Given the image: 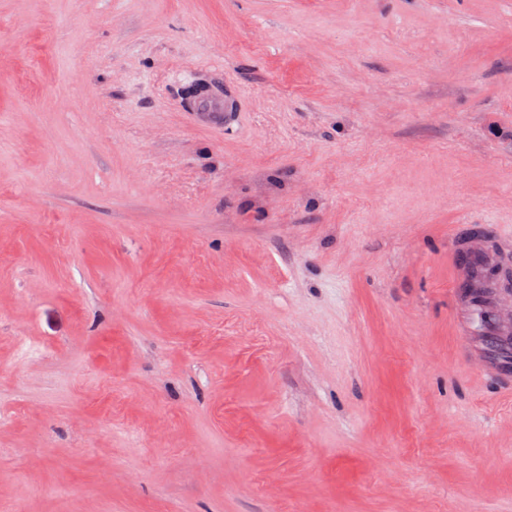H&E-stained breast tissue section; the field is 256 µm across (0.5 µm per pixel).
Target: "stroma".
I'll list each match as a JSON object with an SVG mask.
<instances>
[{"mask_svg": "<svg viewBox=\"0 0 512 512\" xmlns=\"http://www.w3.org/2000/svg\"><path fill=\"white\" fill-rule=\"evenodd\" d=\"M498 224L512 0H0V512H512ZM479 248L476 241L464 238L459 244L458 251L452 253V264H454L457 270H465L471 262L480 257ZM469 317L467 321H461L457 324V335L460 338L461 354L465 358H471L477 356L478 358H485V351L471 345L468 340V336H478V328H481L484 332V336H509L506 333L501 332L498 327L496 320L492 317L491 312L489 313L490 320L481 321L474 312L468 309Z\"/></svg>", "mask_w": 512, "mask_h": 512, "instance_id": "35a3bbf8", "label": "stroma"}]
</instances>
